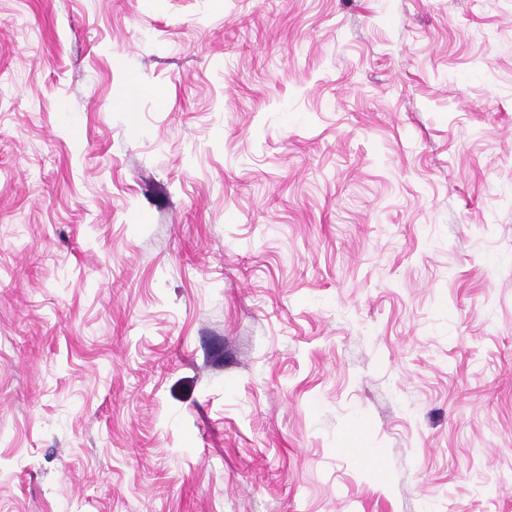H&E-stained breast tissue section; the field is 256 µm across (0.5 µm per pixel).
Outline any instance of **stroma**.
<instances>
[{
	"label": "stroma",
	"instance_id": "35a3bbf8",
	"mask_svg": "<svg viewBox=\"0 0 512 512\" xmlns=\"http://www.w3.org/2000/svg\"><path fill=\"white\" fill-rule=\"evenodd\" d=\"M0 512H512V0H0Z\"/></svg>",
	"mask_w": 512,
	"mask_h": 512
}]
</instances>
